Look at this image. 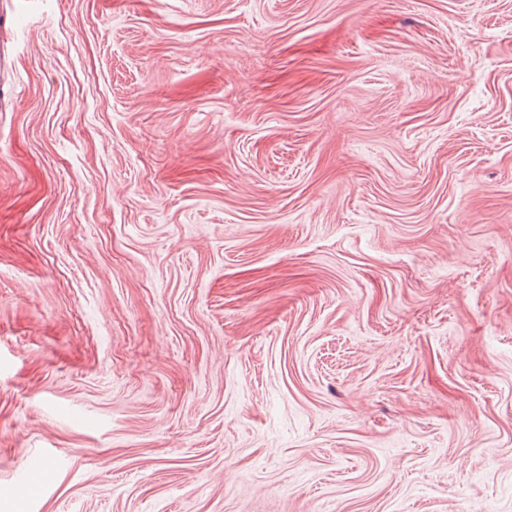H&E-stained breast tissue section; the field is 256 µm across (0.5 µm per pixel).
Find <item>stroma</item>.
Returning <instances> with one entry per match:
<instances>
[{
	"label": "stroma",
	"mask_w": 512,
	"mask_h": 512,
	"mask_svg": "<svg viewBox=\"0 0 512 512\" xmlns=\"http://www.w3.org/2000/svg\"><path fill=\"white\" fill-rule=\"evenodd\" d=\"M0 512H512V0H0Z\"/></svg>",
	"instance_id": "1"
}]
</instances>
